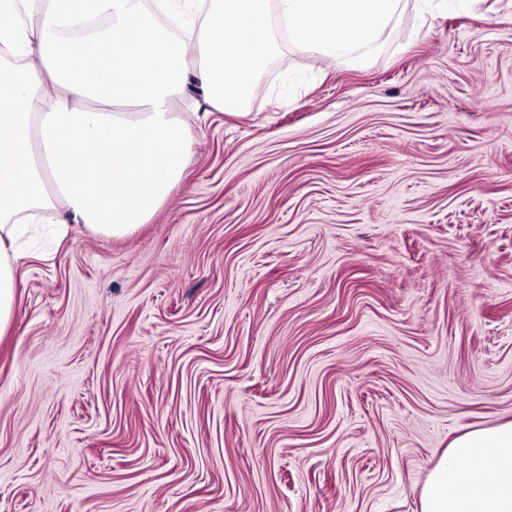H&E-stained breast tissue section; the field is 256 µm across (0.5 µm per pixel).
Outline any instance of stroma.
I'll return each mask as SVG.
<instances>
[{
	"label": "stroma",
	"instance_id": "obj_1",
	"mask_svg": "<svg viewBox=\"0 0 512 512\" xmlns=\"http://www.w3.org/2000/svg\"><path fill=\"white\" fill-rule=\"evenodd\" d=\"M369 52L191 85L147 224L26 240L0 512H419L512 422V0H406Z\"/></svg>",
	"mask_w": 512,
	"mask_h": 512
}]
</instances>
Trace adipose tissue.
I'll return each instance as SVG.
<instances>
[{
	"instance_id": "adipose-tissue-1",
	"label": "adipose tissue",
	"mask_w": 512,
	"mask_h": 512,
	"mask_svg": "<svg viewBox=\"0 0 512 512\" xmlns=\"http://www.w3.org/2000/svg\"><path fill=\"white\" fill-rule=\"evenodd\" d=\"M31 3L35 23L0 26V44L24 59L0 64V334L29 219L122 236L168 197L189 136L171 105L190 82L219 110L244 107L282 30L296 52L367 66V45L403 10V0H212L191 64L186 41L156 30L139 0H0V14ZM88 12L102 28L67 36V21ZM420 512H512V422L453 439Z\"/></svg>"
}]
</instances>
